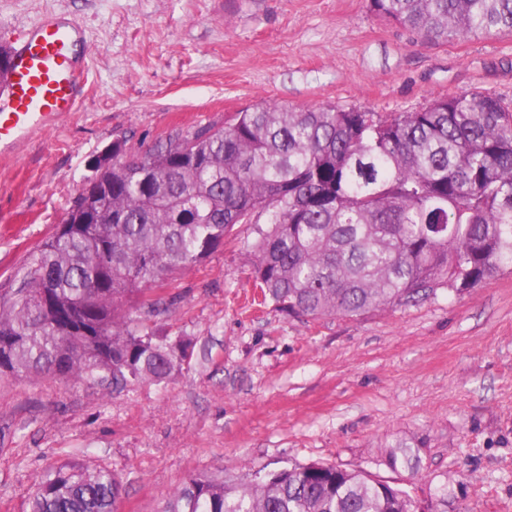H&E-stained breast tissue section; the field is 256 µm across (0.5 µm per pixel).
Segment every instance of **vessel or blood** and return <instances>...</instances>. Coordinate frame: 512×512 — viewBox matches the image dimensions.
<instances>
[{
    "label": "vessel or blood",
    "instance_id": "b4317fda",
    "mask_svg": "<svg viewBox=\"0 0 512 512\" xmlns=\"http://www.w3.org/2000/svg\"><path fill=\"white\" fill-rule=\"evenodd\" d=\"M9 70L0 81V153L10 154L74 111L87 87L81 32L64 18L45 16L17 30L0 29Z\"/></svg>",
    "mask_w": 512,
    "mask_h": 512
}]
</instances>
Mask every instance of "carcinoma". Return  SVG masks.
I'll return each mask as SVG.
<instances>
[{"instance_id":"cac0c4a2","label":"carcinoma","mask_w":512,"mask_h":512,"mask_svg":"<svg viewBox=\"0 0 512 512\" xmlns=\"http://www.w3.org/2000/svg\"><path fill=\"white\" fill-rule=\"evenodd\" d=\"M425 40L512 32V0H369ZM112 165L41 245L18 288L0 295V373L71 382L161 384L192 343L146 326L138 302L201 263L238 224L262 300L317 320L415 301L437 285L461 295L512 264V110L452 95L415 112L265 103L222 126L173 130ZM123 484L76 460L33 484L29 512H119ZM164 512H440L363 471L312 462L239 486L190 478Z\"/></svg>"}]
</instances>
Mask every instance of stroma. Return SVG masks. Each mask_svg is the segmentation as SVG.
I'll list each match as a JSON object with an SVG mask.
<instances>
[{
  "instance_id": "stroma-1",
  "label": "stroma",
  "mask_w": 512,
  "mask_h": 512,
  "mask_svg": "<svg viewBox=\"0 0 512 512\" xmlns=\"http://www.w3.org/2000/svg\"><path fill=\"white\" fill-rule=\"evenodd\" d=\"M77 21L88 90L75 112L0 155V294L115 139L131 151L264 102L413 112L435 98L512 102V34L427 42L368 0H0V26ZM251 227L154 287L146 325L194 344L162 384L0 377V512H29L36 478L77 459L123 480L121 512H164L188 477L324 462L445 512H512V266L461 295L359 317L258 304ZM409 459L390 465L396 441Z\"/></svg>"
}]
</instances>
